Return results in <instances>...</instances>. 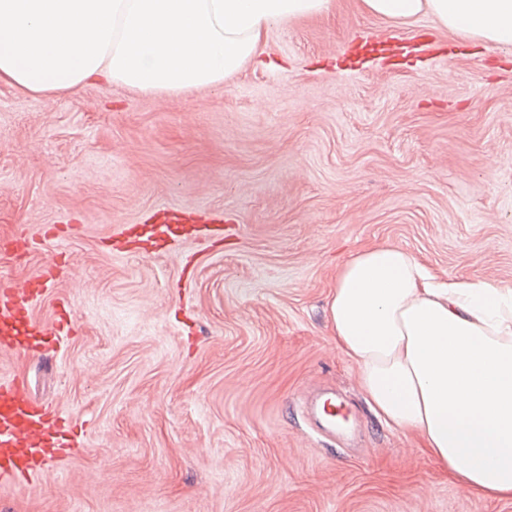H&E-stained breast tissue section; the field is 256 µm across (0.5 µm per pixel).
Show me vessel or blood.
<instances>
[{
  "label": "vessel or blood",
  "instance_id": "1",
  "mask_svg": "<svg viewBox=\"0 0 512 512\" xmlns=\"http://www.w3.org/2000/svg\"><path fill=\"white\" fill-rule=\"evenodd\" d=\"M210 221L198 208L164 206L152 215L147 240L161 250L169 242L189 239L188 224ZM62 271V263L50 261L25 282L0 279V354L23 356L73 334L66 310H58L48 324L32 313L33 303L59 282ZM74 443L71 422L58 404L37 400L26 376L0 375L1 482L32 484L51 465L65 461Z\"/></svg>",
  "mask_w": 512,
  "mask_h": 512
}]
</instances>
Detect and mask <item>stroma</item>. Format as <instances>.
I'll return each mask as SVG.
<instances>
[{
    "label": "stroma",
    "mask_w": 512,
    "mask_h": 512,
    "mask_svg": "<svg viewBox=\"0 0 512 512\" xmlns=\"http://www.w3.org/2000/svg\"><path fill=\"white\" fill-rule=\"evenodd\" d=\"M262 51L274 68L182 97L0 86V238L83 227L0 263L21 281L72 258L32 311L68 304L76 334L0 374L26 373L81 439L34 486L0 484V512H512L375 415L328 318L338 267L371 243L512 286V54L360 0ZM159 205L223 214V244L187 263L100 249ZM321 391L353 410L333 437L307 415Z\"/></svg>",
    "instance_id": "obj_1"
}]
</instances>
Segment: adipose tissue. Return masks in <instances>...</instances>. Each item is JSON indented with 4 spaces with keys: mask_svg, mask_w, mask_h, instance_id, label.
Masks as SVG:
<instances>
[{
    "mask_svg": "<svg viewBox=\"0 0 512 512\" xmlns=\"http://www.w3.org/2000/svg\"><path fill=\"white\" fill-rule=\"evenodd\" d=\"M398 26L432 18L512 52V0H361ZM333 0H0V85L32 96L91 82L144 94L217 89L258 61L275 26ZM336 347L386 425L419 435L462 488L512 499V287L437 279L409 251L369 246L341 266Z\"/></svg>",
    "mask_w": 512,
    "mask_h": 512,
    "instance_id": "1",
    "label": "adipose tissue"
}]
</instances>
